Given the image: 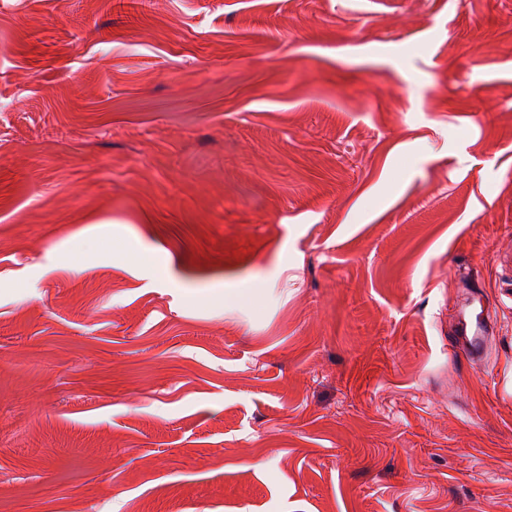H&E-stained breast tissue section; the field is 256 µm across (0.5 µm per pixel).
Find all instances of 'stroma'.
I'll return each instance as SVG.
<instances>
[{"instance_id":"35a3bbf8","label":"stroma","mask_w":512,"mask_h":512,"mask_svg":"<svg viewBox=\"0 0 512 512\" xmlns=\"http://www.w3.org/2000/svg\"><path fill=\"white\" fill-rule=\"evenodd\" d=\"M0 512H512V0H0ZM478 302L480 304L479 311L474 300L463 305L453 329V336L456 346L462 354L472 362L482 363L484 343L487 336L491 335L493 327L481 296L478 297Z\"/></svg>"}]
</instances>
